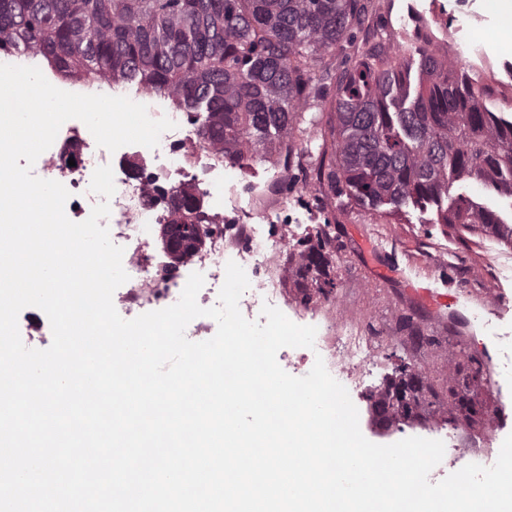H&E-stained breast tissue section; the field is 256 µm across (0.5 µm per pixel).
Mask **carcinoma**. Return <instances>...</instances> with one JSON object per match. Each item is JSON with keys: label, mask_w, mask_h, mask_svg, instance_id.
<instances>
[{"label": "carcinoma", "mask_w": 512, "mask_h": 512, "mask_svg": "<svg viewBox=\"0 0 512 512\" xmlns=\"http://www.w3.org/2000/svg\"><path fill=\"white\" fill-rule=\"evenodd\" d=\"M364 0H0V49L40 55L58 72L160 92L202 116L201 142L244 163L271 149L286 156L308 141L299 106L328 101L330 162L315 179L387 214L450 195L473 179L512 195V121L486 106L478 81L448 69L414 42L392 53L345 57L334 86L315 62L344 53L361 33ZM204 223L197 197H167V222L184 227L177 254L193 250ZM441 223L492 233L512 246L492 210L459 194ZM299 256L334 287L325 242ZM378 404L384 424L444 403L413 364Z\"/></svg>", "instance_id": "1"}]
</instances>
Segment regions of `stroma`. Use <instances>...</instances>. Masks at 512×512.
<instances>
[{
	"mask_svg": "<svg viewBox=\"0 0 512 512\" xmlns=\"http://www.w3.org/2000/svg\"><path fill=\"white\" fill-rule=\"evenodd\" d=\"M436 2L431 8L419 0L417 8L426 20L410 33V40H429L438 59L457 71L467 67L464 54L469 44L482 43L492 61L479 68L480 83L492 88L493 101L512 100V78L507 75L512 67V20L502 21L495 0ZM406 14L407 0H370L361 30L364 47L395 46ZM328 136L327 121H320L310 129L314 152L302 156L298 165L259 156L244 167L240 179L269 186L263 206L281 208L284 217L296 223L328 229L337 249L330 270L334 290L358 314L361 332L391 337V344L381 350L391 367L406 353L398 337L414 331L425 335L416 355L434 390L446 395L448 367L442 351L460 349L489 366L512 352V247L438 223L433 204L380 214L316 184L310 173L319 162L315 149ZM411 284L456 295L463 322L433 314L408 294ZM490 285L498 286L504 299L492 316L497 331L492 339L484 337L473 321Z\"/></svg>",
	"mask_w": 512,
	"mask_h": 512,
	"instance_id": "stroma-1",
	"label": "stroma"
}]
</instances>
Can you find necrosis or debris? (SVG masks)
<instances>
[{
	"label": "necrosis or debris",
	"mask_w": 512,
	"mask_h": 512,
	"mask_svg": "<svg viewBox=\"0 0 512 512\" xmlns=\"http://www.w3.org/2000/svg\"><path fill=\"white\" fill-rule=\"evenodd\" d=\"M174 127L165 131L157 147L126 145L110 152L97 146L92 134L73 122L64 123L52 146L33 166L37 177L62 183L72 201L68 217L88 218L99 197L89 189L94 170L111 165L116 191L110 214L100 219L113 243L124 249L122 264L129 276L113 295L118 313L126 319L176 303L188 276L198 272L206 286L197 295L201 307L217 305V286L225 280V266L233 261L246 272L249 289L239 308L252 321L260 320L263 304L281 310L292 322L316 327L313 348H284L282 368L291 375H306L316 359H323L328 372L348 391L359 412L364 436L387 440L422 437L443 441V462L430 473L438 479L445 467L464 459L491 466L504 425L499 418L486 420L477 441H469L465 425H453L438 414L412 420L402 418L390 429L375 421L374 404L393 379L378 357L383 345L379 336H359L350 328L353 313L342 300L326 293L303 302L290 299L285 263L297 242L307 238L309 228L300 224L275 223L271 213L259 214L257 222H245L240 206L243 191L231 178L237 161L225 158L200 142L188 113H170ZM73 151L74 165L61 161ZM196 192L209 222L201 230V243L189 257L177 261L164 247L159 229L167 218L163 193L176 189Z\"/></svg>",
	"instance_id": "1"
}]
</instances>
